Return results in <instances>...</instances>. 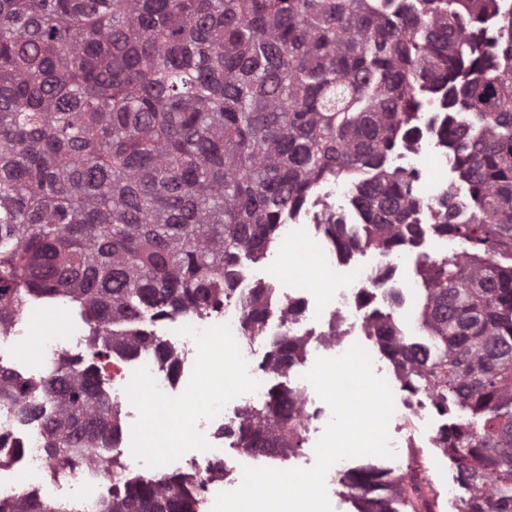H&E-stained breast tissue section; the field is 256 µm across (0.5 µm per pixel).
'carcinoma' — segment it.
I'll return each mask as SVG.
<instances>
[{
    "label": "carcinoma",
    "instance_id": "1",
    "mask_svg": "<svg viewBox=\"0 0 512 512\" xmlns=\"http://www.w3.org/2000/svg\"><path fill=\"white\" fill-rule=\"evenodd\" d=\"M426 93L450 111L439 137L469 186L468 201L450 192L428 212L464 259L420 273L428 343L391 315L371 317L370 335L406 390L468 414L438 440L458 512H512V9L500 0H0V324L33 298L63 300L99 353L150 351L171 369L144 318L240 303L247 335H262L273 290L242 294L241 255L263 257L321 184H350L364 223L356 238L325 217L335 252L414 242V177L387 159ZM305 346L285 333L267 360L285 377ZM297 405L294 387L269 392L234 427L237 447L301 448ZM0 406L43 425V452L74 467L122 428L96 368L67 358L38 380L0 366ZM338 482L353 512H432L411 472ZM201 490L187 473L129 478L114 457L112 496L92 512H196ZM0 512L75 508L21 497Z\"/></svg>",
    "mask_w": 512,
    "mask_h": 512
}]
</instances>
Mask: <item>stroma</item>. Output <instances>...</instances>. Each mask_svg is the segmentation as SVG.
I'll return each mask as SVG.
<instances>
[{"mask_svg": "<svg viewBox=\"0 0 512 512\" xmlns=\"http://www.w3.org/2000/svg\"><path fill=\"white\" fill-rule=\"evenodd\" d=\"M316 210L315 200L307 199L299 212L291 238H278L266 256L259 260L245 258L241 261L247 284L271 288L278 296L286 293L295 298L314 300L315 309L297 327L298 333L310 338L327 331L336 289L350 285L357 268L370 259L368 253L357 251L350 257L335 259L334 270H325V258L331 255L332 250L322 228L313 222ZM462 249L459 242L435 233L430 218H423L416 245L401 252L399 261L391 267L386 280L367 286L360 299L363 312L393 314L403 336L412 341H422L416 319L423 288L414 261L420 258L429 262L442 258L444 251L459 252ZM299 266L306 268L305 276L295 275L294 270ZM84 323L79 309L65 301H56L49 308L28 304L17 321L18 329L23 332L20 349L16 352L6 348L0 350V365L28 377L41 378L47 368L41 354L45 338H71L74 326ZM357 342L371 355L375 374L384 378L391 387L396 412L418 418L419 423L412 430L389 428L390 440L399 444L394 457L352 458L348 461L349 467L359 468L371 463L401 473L407 471L410 464H418L431 487L439 493L437 512H457L456 498L448 493L449 488L456 485L455 472L447 456L438 448L435 436L438 430L458 421L460 411L453 406L445 412L437 410L429 400L418 399L403 390L375 338L361 336ZM192 386V381H183L180 392L157 402L154 412L139 409L135 411L132 421L123 422L122 431L133 434L134 444L129 448L115 449L114 454L120 457L128 476L139 475V461H158L173 451L190 449L195 423L192 415L181 409L180 403L183 392L189 391Z\"/></svg>", "mask_w": 512, "mask_h": 512, "instance_id": "stroma-1", "label": "stroma"}]
</instances>
